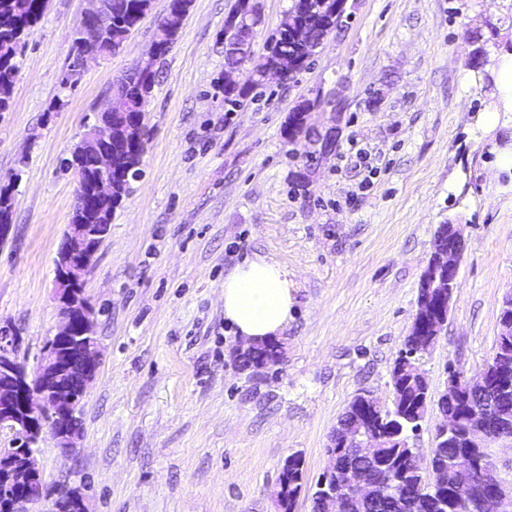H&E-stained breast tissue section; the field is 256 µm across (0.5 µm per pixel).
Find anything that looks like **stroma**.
Returning a JSON list of instances; mask_svg holds the SVG:
<instances>
[{
  "mask_svg": "<svg viewBox=\"0 0 512 512\" xmlns=\"http://www.w3.org/2000/svg\"><path fill=\"white\" fill-rule=\"evenodd\" d=\"M237 0H193L155 67L145 106L143 177L112 218L85 276L99 368L63 457L35 450L45 496L79 489L86 512H278L284 459L301 454L297 512L327 464L351 399L392 402L391 369L417 309L439 225L465 240L459 294L420 368L441 393L448 368L476 375L493 353L512 290V95L497 64L512 55V0H347L346 21L286 83L224 109V19ZM169 0L151 8L116 54L71 62L82 0H47L17 57L0 112V179L19 174L12 230L0 244V324L35 369L60 316L55 260L76 205L63 166L113 79L148 59ZM290 0H258L261 23L238 78L260 64ZM496 28L481 69L467 33ZM343 97L333 112L328 99ZM312 104L298 141L284 134ZM499 122L486 126L485 112ZM338 136L331 145L323 138ZM263 257L294 282L283 360L252 372L224 320L222 288Z\"/></svg>",
  "mask_w": 512,
  "mask_h": 512,
  "instance_id": "obj_1",
  "label": "stroma"
}]
</instances>
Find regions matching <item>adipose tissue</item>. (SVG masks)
<instances>
[{
  "mask_svg": "<svg viewBox=\"0 0 512 512\" xmlns=\"http://www.w3.org/2000/svg\"><path fill=\"white\" fill-rule=\"evenodd\" d=\"M223 297L224 318L247 345L279 336L292 317L288 271L263 257L246 260L225 276Z\"/></svg>",
  "mask_w": 512,
  "mask_h": 512,
  "instance_id": "obj_1",
  "label": "adipose tissue"
}]
</instances>
